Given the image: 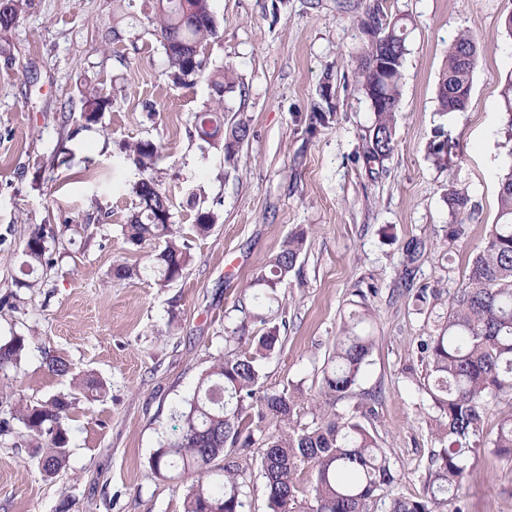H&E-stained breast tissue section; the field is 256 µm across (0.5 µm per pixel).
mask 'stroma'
<instances>
[{"instance_id": "35a3bbf8", "label": "stroma", "mask_w": 512, "mask_h": 512, "mask_svg": "<svg viewBox=\"0 0 512 512\" xmlns=\"http://www.w3.org/2000/svg\"><path fill=\"white\" fill-rule=\"evenodd\" d=\"M369 2L212 0L219 36L203 49L204 76L188 86L169 77L146 25L135 40L104 42L112 0H26L19 25L0 34V341H30L18 367L0 373V512H183L189 480L159 479L149 460L206 371L232 350L251 282L299 226L306 250L260 308L282 340L261 362L263 386L317 390L347 302L362 289L376 343L342 407L359 409L378 432L398 493L422 494L434 440L420 343L495 223L498 179L512 165L501 97L512 72L501 21L512 0H382L389 16L406 17L409 35L395 148L380 164L363 156L374 115L354 74ZM466 29L480 62L466 108L443 117L439 76ZM227 66L246 94L225 97L224 118L250 126L229 174L223 150L192 128L212 103L210 75ZM89 86L112 101L90 129L80 119ZM327 107L334 122L311 126L313 109ZM440 125L456 145L444 170L426 148ZM140 139L162 147L173 222L191 244L189 265L170 283L122 232L139 178L123 149ZM451 182L477 206L453 250L443 199ZM200 207L217 216L204 237L193 228ZM40 228L45 254L31 266L24 250ZM120 263L138 276L114 278ZM48 353L106 386L101 397H75L69 461L53 477L13 418L19 405L75 396L71 379L48 372ZM463 501L464 512H512V459L478 450Z\"/></svg>"}]
</instances>
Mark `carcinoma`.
Listing matches in <instances>:
<instances>
[{
  "instance_id": "1",
  "label": "carcinoma",
  "mask_w": 512,
  "mask_h": 512,
  "mask_svg": "<svg viewBox=\"0 0 512 512\" xmlns=\"http://www.w3.org/2000/svg\"><path fill=\"white\" fill-rule=\"evenodd\" d=\"M7 2L10 7L0 11V30L4 31L18 26L26 6L25 0ZM130 8V2L113 0V38L119 40L127 33L124 20ZM147 20L164 50L172 79L193 84L204 72L203 44L218 37L211 0H164ZM358 27L363 40L356 75L374 113L365 140L371 158L383 160L395 146L408 27L402 18L389 19L377 3L367 6ZM478 63L474 38L467 30L460 32L448 47L437 85L441 116L465 108ZM210 83L217 107L195 114L194 132L200 140L223 149L224 175L228 176L237 169L250 127L242 119L226 127L218 112L226 95L241 94L243 89L230 68L211 77ZM501 95L512 141V73L506 75ZM110 105V99L96 89L84 91L85 125L98 123ZM454 148L440 126L429 139L428 156L437 168L446 169ZM160 153L161 145L152 140H138L125 149V160L134 165L140 178L132 187L138 198L137 211L123 232L136 247L157 244L155 268L161 280L169 283L183 275L191 247L172 223L171 201L156 169ZM445 200L446 240L452 250L466 239L474 208L468 191L453 182L448 184ZM497 205L496 223L448 299L446 321L422 344L425 390L437 443L428 459L422 496L410 498L394 492L400 478L378 434L356 414L337 410V404L353 393L375 345L370 331L374 312L367 295L358 289L357 299L351 301L354 309L336 335L315 393L305 394L299 388L264 389L260 361L279 341L276 325L252 337L253 349L229 351L214 361L179 413L178 434L162 443L150 460L151 469L162 479L172 473L191 479L184 512H213L210 504L219 502L223 504L219 512H246L238 453L258 442L270 512H464L460 491L468 457L490 444L498 455L512 458V165L499 177ZM215 223L214 212L197 210V233H208ZM306 242L304 230L288 235L255 279L262 286L253 295L255 302L285 281ZM44 249L45 234L39 229L26 242L28 264L41 262ZM27 349L28 341L22 335L1 343L0 372L18 367ZM46 366L57 377H71L87 394L98 397L104 391L100 381L73 374L70 362L62 357H46ZM492 403L505 404L508 410L489 439L484 436V414ZM73 404L62 395L17 410L20 434L39 449L41 469L49 477L68 460L64 420ZM305 414L311 415V423H301ZM268 421L278 426L277 432L262 433ZM221 457L224 466L216 472L213 467ZM305 465L313 471L307 491L297 481Z\"/></svg>"
}]
</instances>
